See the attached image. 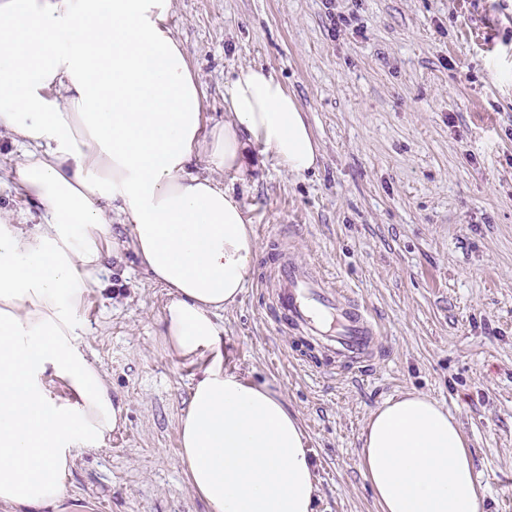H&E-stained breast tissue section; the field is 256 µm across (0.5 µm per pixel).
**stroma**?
I'll list each match as a JSON object with an SVG mask.
<instances>
[{"label": "stroma", "mask_w": 512, "mask_h": 512, "mask_svg": "<svg viewBox=\"0 0 512 512\" xmlns=\"http://www.w3.org/2000/svg\"><path fill=\"white\" fill-rule=\"evenodd\" d=\"M170 27L204 89L259 64L293 94L319 144L296 179L262 147L250 178H225L259 244L225 310L230 370L281 390L308 438L315 512H381L359 468L361 434L387 399L422 392L454 415L483 512H512V0H175ZM0 138V207L37 216L15 190ZM316 264L375 315V356L358 370L311 359L278 327L269 289L280 252ZM82 322L124 422L79 449L66 480L104 512H207L180 460L178 421L201 363L174 353L168 300L132 251L108 257Z\"/></svg>", "instance_id": "obj_1"}]
</instances>
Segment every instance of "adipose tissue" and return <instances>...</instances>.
Here are the masks:
<instances>
[{
	"label": "adipose tissue",
	"instance_id": "1",
	"mask_svg": "<svg viewBox=\"0 0 512 512\" xmlns=\"http://www.w3.org/2000/svg\"><path fill=\"white\" fill-rule=\"evenodd\" d=\"M174 7L0 0V131L19 150L14 182L41 209L32 226L0 209V504L15 512H62L76 449L104 445L123 422L79 327L106 258L123 247L168 290L165 343L204 361L178 433L207 512H314L298 417L281 392L224 367L221 314L250 281L258 243L217 176L245 180L246 149L258 144L302 178L320 148L296 98L258 65L238 67L223 123L204 128ZM54 381L69 397L51 393ZM360 468L381 512H483L459 423L427 394L372 413Z\"/></svg>",
	"mask_w": 512,
	"mask_h": 512
}]
</instances>
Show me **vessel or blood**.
<instances>
[{
	"label": "vessel or blood",
	"mask_w": 512,
	"mask_h": 512,
	"mask_svg": "<svg viewBox=\"0 0 512 512\" xmlns=\"http://www.w3.org/2000/svg\"><path fill=\"white\" fill-rule=\"evenodd\" d=\"M272 286L280 322L348 366L361 368L370 361L377 335L374 318L316 267L281 257Z\"/></svg>",
	"instance_id": "vessel-or-blood-1"
}]
</instances>
